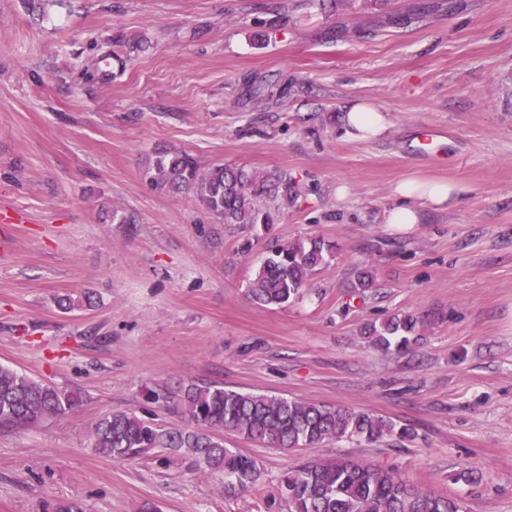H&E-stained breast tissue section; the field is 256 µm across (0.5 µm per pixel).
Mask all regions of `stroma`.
Returning <instances> with one entry per match:
<instances>
[{
  "mask_svg": "<svg viewBox=\"0 0 512 512\" xmlns=\"http://www.w3.org/2000/svg\"><path fill=\"white\" fill-rule=\"evenodd\" d=\"M413 2L0 0V213L25 217L0 250V364L86 395L63 416L0 427V512L61 500L268 512L290 467L337 456L394 469L463 512H512V0L389 23ZM251 81L286 93L254 105ZM357 101L386 114V134L346 135ZM426 127L446 136L423 159ZM170 150L204 171L286 172L297 200L266 231L219 223L194 195L149 184ZM412 177L462 193L445 210L417 202L419 223H386ZM315 237L334 257L300 296L279 308L247 297L272 246ZM364 267L377 286L359 296ZM83 291L95 308H58ZM408 314L428 323L410 352L363 335ZM191 381L370 411L413 437L294 451L228 433L225 447L260 471L232 493L178 454L90 448L111 411L180 425L145 388Z\"/></svg>",
  "mask_w": 512,
  "mask_h": 512,
  "instance_id": "obj_1",
  "label": "stroma"
}]
</instances>
